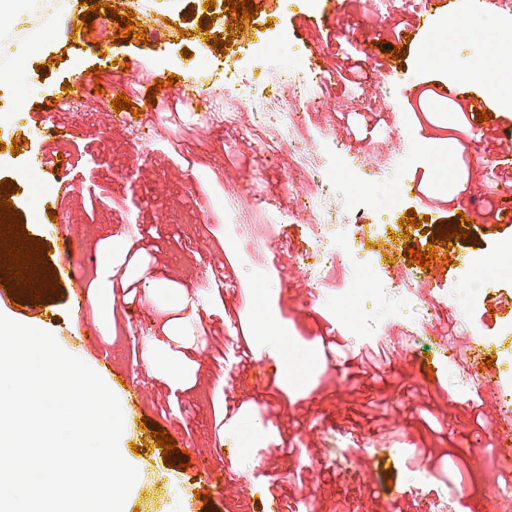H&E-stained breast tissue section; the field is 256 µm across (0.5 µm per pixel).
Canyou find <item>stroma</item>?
<instances>
[{
  "mask_svg": "<svg viewBox=\"0 0 512 512\" xmlns=\"http://www.w3.org/2000/svg\"><path fill=\"white\" fill-rule=\"evenodd\" d=\"M257 2L251 23L220 52L207 37L229 33L230 15L219 6L205 9V0H154L152 17L177 28L154 46L133 35L116 42L109 10L100 15L107 25L101 43L70 42L57 23L35 41H16L7 29L40 24L41 12L39 0H10V14L0 23V69L10 73L0 81V141L19 140L23 147L15 155L0 152V180L17 186L10 200L28 236L51 246L61 236L70 240L73 257L67 272L57 275L61 288H68L72 274L84 288L98 287L103 249L111 241L124 248L112 262L111 306L85 307L78 319L69 298L16 308L11 293L0 290V314L50 332L62 350L111 385L122 411L133 412L136 423L124 427L119 448L139 481L122 512H269L273 499L283 512H438L444 499L454 512H497L498 499L487 485L501 478L493 462L495 398L503 382H512V278L490 277L464 257L512 262L500 250L503 241H512V228L490 235L474 224L471 241H453L439 287L416 290L436 314L414 336L408 328L414 313L398 294L348 303L341 275L325 296L309 293L308 272L299 266L312 246L309 217L298 202L316 195L320 184L296 179L295 172L302 157H322L335 167L336 194L347 196L348 185L363 180L372 164L393 158L396 181L373 183L348 198L364 226L366 245L357 260L364 276H376L383 254L392 277H404L405 243L427 250L433 227L454 221L459 205L487 194L502 203L512 187L487 190L490 168L483 156L490 146L472 125L462 124L455 108L429 112L411 98H395L387 78L395 76L401 86L453 87L464 98L480 95L488 111L512 120V108L503 103L512 94V64L478 82L469 77L486 50V29L498 28L497 50L512 54V15L474 17L446 40L430 33L409 41V21L367 0H343L332 24L320 17L322 0ZM256 43L268 59L250 67L244 48ZM393 44L399 57L389 55ZM103 52L129 62L127 97L138 111L146 110L155 80L201 72L219 84L225 67L235 65L262 86L273 80L274 68L309 69L317 62L330 70L359 66L364 79L357 86L337 81L325 87L328 106L304 112L301 152L272 157L258 145L263 134L252 124L250 107L230 100L222 104V126H212L206 108L186 106L152 113L151 125L134 136L119 122L111 96L85 94L78 82ZM62 81L71 84L75 111H58L52 101ZM47 112L54 121L76 122L80 133L64 142L46 139ZM423 143L442 154L456 148L448 181L423 163ZM46 149L63 154L66 174L44 173L36 197L27 173L32 156ZM411 210L426 216L424 229L402 228ZM270 242L278 260L267 256ZM152 278L163 279L171 294L202 293L212 280L222 282L214 296L219 312L201 309V343L184 352L195 375L175 396L150 375L143 355L147 340L179 315L155 305L145 288ZM367 310L382 320V335H363ZM269 314L287 323L291 342L317 356L303 384L283 381L275 359L256 340ZM329 321L336 322L337 336L326 335ZM450 321L458 329L454 345L475 331L488 341L495 366L481 384L458 383L451 353L439 342ZM340 343L353 351L390 344L395 351L375 379L361 374L356 360L337 355ZM123 376L137 380V393L120 384ZM478 394L485 399L481 427L473 410ZM243 420L266 428L247 456L234 429ZM153 425L167 430L177 450L190 453L188 470L167 466L161 448L144 445ZM474 433L480 445L461 454L458 442ZM418 448L444 452L443 470L414 457ZM205 469L212 482H204ZM394 488L405 492L395 504L389 495Z\"/></svg>",
  "mask_w": 512,
  "mask_h": 512,
  "instance_id": "stroma-1",
  "label": "stroma"
}]
</instances>
